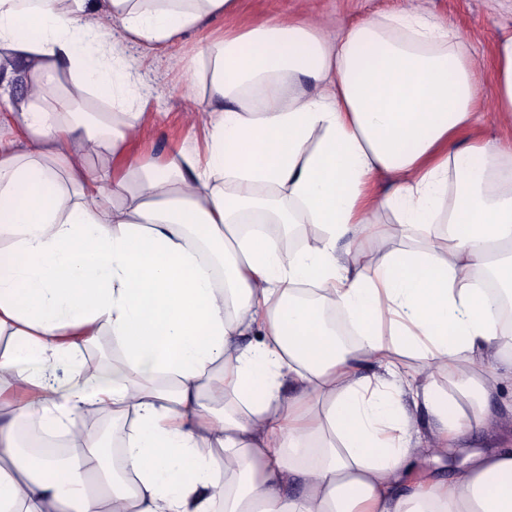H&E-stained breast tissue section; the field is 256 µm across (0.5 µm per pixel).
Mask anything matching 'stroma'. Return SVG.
<instances>
[{"label": "stroma", "instance_id": "stroma-1", "mask_svg": "<svg viewBox=\"0 0 512 512\" xmlns=\"http://www.w3.org/2000/svg\"><path fill=\"white\" fill-rule=\"evenodd\" d=\"M419 10L433 21L452 26L469 46L478 80V128L490 142L512 140V121L497 118L494 100L495 52L499 39L512 35V0H237L230 14L206 20L189 32L185 45L205 44L225 31L244 25L302 18L330 36H341L356 22L382 13ZM174 48H128L125 70L137 79L132 91L143 114L142 142L134 154L163 160L180 148L203 149L206 102L189 94L182 66L175 64ZM491 424L466 441L470 448H497L512 440V392L504 391L489 407Z\"/></svg>", "mask_w": 512, "mask_h": 512}]
</instances>
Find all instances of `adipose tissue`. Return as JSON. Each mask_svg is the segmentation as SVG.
I'll list each match as a JSON object with an SVG mask.
<instances>
[{
    "instance_id": "obj_1",
    "label": "adipose tissue",
    "mask_w": 512,
    "mask_h": 512,
    "mask_svg": "<svg viewBox=\"0 0 512 512\" xmlns=\"http://www.w3.org/2000/svg\"><path fill=\"white\" fill-rule=\"evenodd\" d=\"M234 6L0 0V378L27 395L0 423V512H512V448L470 451L449 482L412 476L512 384V331L471 279L478 266L512 292V150L468 135L462 39L416 11L337 39L303 20L225 32L186 66L210 107L205 153L132 157L125 44H180ZM303 77L324 91H297ZM496 80L511 118L512 37ZM90 97L105 111H81ZM385 209L395 225L375 223ZM251 215L262 228L242 232ZM271 224L301 226L302 247ZM409 234L363 264L370 240ZM103 334L121 359L85 375ZM100 410L119 467L90 430L62 460L24 450L21 419L53 433Z\"/></svg>"
}]
</instances>
